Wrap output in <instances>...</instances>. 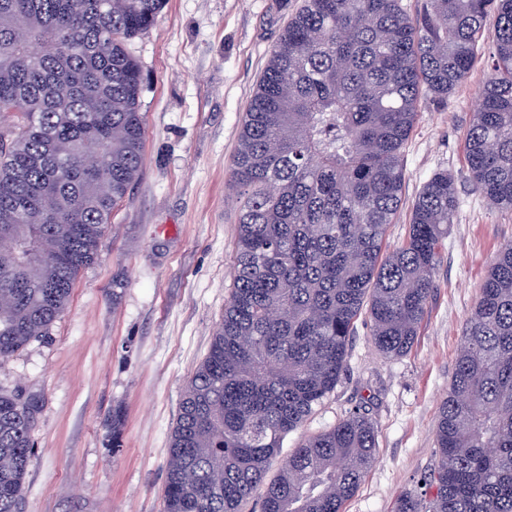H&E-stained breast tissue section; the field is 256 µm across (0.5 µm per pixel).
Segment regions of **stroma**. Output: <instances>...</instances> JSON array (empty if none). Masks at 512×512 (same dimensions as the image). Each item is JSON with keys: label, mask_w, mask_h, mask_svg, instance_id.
Returning a JSON list of instances; mask_svg holds the SVG:
<instances>
[{"label": "stroma", "mask_w": 512, "mask_h": 512, "mask_svg": "<svg viewBox=\"0 0 512 512\" xmlns=\"http://www.w3.org/2000/svg\"><path fill=\"white\" fill-rule=\"evenodd\" d=\"M304 0H166L131 39L144 83V164L112 212L48 336L0 359V389L38 405L23 512H161L171 429L232 286L239 205L229 187L243 114L269 52ZM489 70L480 50L447 101L424 99L405 152L395 247L437 170L455 176L459 215L439 252L438 287L411 352L380 355L358 321L335 391L281 442L289 452L358 406L378 461L345 512H393L433 463L465 321L487 266L512 243V212L490 209L468 178L465 136ZM120 413V437L109 424Z\"/></svg>", "instance_id": "1"}]
</instances>
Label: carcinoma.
Here are the masks:
<instances>
[{
    "instance_id": "cac0c4a2",
    "label": "carcinoma",
    "mask_w": 512,
    "mask_h": 512,
    "mask_svg": "<svg viewBox=\"0 0 512 512\" xmlns=\"http://www.w3.org/2000/svg\"><path fill=\"white\" fill-rule=\"evenodd\" d=\"M163 0H0V359L45 336L141 175L142 69L127 51ZM487 42L465 137L469 180L512 211V0H304L245 112L233 283L171 431L162 512H344L377 462L357 409L267 478L283 437L332 393L356 323L386 357L412 348L457 217L439 170L401 244L404 155L423 98L445 99ZM37 403L0 391V512H22ZM423 500L394 512H512V244L491 259L439 409Z\"/></svg>"
}]
</instances>
